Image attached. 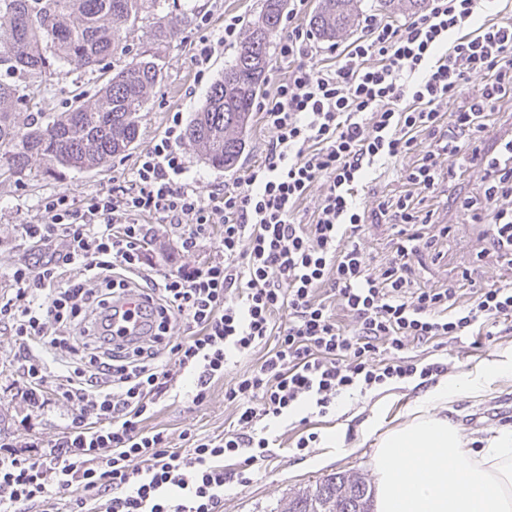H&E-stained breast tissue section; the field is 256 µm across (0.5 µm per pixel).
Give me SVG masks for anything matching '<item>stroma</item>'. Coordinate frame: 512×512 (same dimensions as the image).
Wrapping results in <instances>:
<instances>
[{
  "mask_svg": "<svg viewBox=\"0 0 512 512\" xmlns=\"http://www.w3.org/2000/svg\"><path fill=\"white\" fill-rule=\"evenodd\" d=\"M178 4L193 6L195 14L211 16L209 27L197 23L186 27L181 40L167 41L160 37L152 19H144L128 41L125 57L114 58L109 69L87 71L76 64L55 65L46 76L37 96L35 111L54 115L65 111L74 93L83 91L94 95L110 77L112 70L122 65L124 58L136 57L144 50L156 53L164 67V75L151 90L140 113L141 136L135 146L123 155L112 158L103 166L89 172H77L60 167L47 169L45 161H35L39 174L24 176L0 183V274L6 273L20 260L46 253L43 245L21 248L15 238V227L37 220L42 197L53 192L65 191L75 199L111 186L113 179L130 180L134 177L135 162L141 151L160 138L171 113H182L191 119L203 104L211 84L220 77L224 68L234 59L236 48L228 46L214 57L204 78H197L193 54L200 38L208 30L224 25L225 16H240L243 24L257 20L261 0H177ZM246 151L239 165L231 171L213 168L202 160L196 150L182 145L191 171L199 178L201 192H209L218 184H230L263 155L270 139L269 131L261 118H254L246 135ZM415 161L407 155L383 168L381 175L368 183L362 193V202L369 215L359 245L372 266H384L396 248L397 235L388 217L380 215L377 205L386 199H395L407 193L409 184L404 173ZM479 161L471 157L457 160L447 182L433 196L425 197L423 206L433 213L427 233L435 235V248L423 251L411 260L412 279L415 286L458 289L459 303L472 302L475 292L491 285L512 283V268L498 262L491 246L487 225L472 220L469 211L461 208V201L481 203L485 182ZM13 339L0 330V439L13 442L25 441L31 432L49 437L67 424L71 413L69 406L50 409L38 418L27 415L23 403L13 398L9 388L17 372L9 362ZM512 351V332L498 334L493 340H474L465 335L454 342L448 357V370L458 375H468L483 369L501 354ZM256 356H230L224 376L212 382L208 397L202 404H194L187 393L191 388L189 378H181L175 387V396L161 401L156 414L147 422L148 427L166 430L173 444H180L185 433L199 436L223 434L234 408L224 399V388L240 374L254 368ZM426 391L425 386L405 383L389 390L382 388L367 394L346 395L349 404L346 412H332L319 416L313 407H305L303 415L307 424L291 416L271 422L270 430L280 446L273 455L259 462L253 469L249 483L235 482L224 487V503L221 512H280L284 500L305 490L324 476L337 472H359L372 477L370 459L375 447L373 439L364 438L361 429L364 422L373 419L378 432L405 423L415 400ZM452 418L463 434L464 441L483 439L492 430L512 426V378H499L488 383L482 398L460 394L454 404ZM302 415V416H303ZM318 432L320 437L340 433L341 449L316 446L303 451L296 450L295 442L305 430ZM323 457L320 468H313L311 458Z\"/></svg>",
  "mask_w": 512,
  "mask_h": 512,
  "instance_id": "35a3bbf8",
  "label": "stroma"
}]
</instances>
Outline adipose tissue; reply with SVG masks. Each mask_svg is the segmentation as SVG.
Returning a JSON list of instances; mask_svg holds the SVG:
<instances>
[{
    "mask_svg": "<svg viewBox=\"0 0 512 512\" xmlns=\"http://www.w3.org/2000/svg\"><path fill=\"white\" fill-rule=\"evenodd\" d=\"M512 374V354L475 376H446L416 400L409 421L377 434L372 466L375 512H512V427L465 447L449 414L460 392L481 396L493 379Z\"/></svg>",
    "mask_w": 512,
    "mask_h": 512,
    "instance_id": "1",
    "label": "adipose tissue"
}]
</instances>
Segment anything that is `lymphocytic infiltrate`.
<instances>
[{"label":"lymphocytic infiltrate","mask_w":512,"mask_h":512,"mask_svg":"<svg viewBox=\"0 0 512 512\" xmlns=\"http://www.w3.org/2000/svg\"><path fill=\"white\" fill-rule=\"evenodd\" d=\"M482 0H427L394 20L364 17L357 38L321 56L310 31L289 27L278 53L287 65L255 109L271 132L267 151L232 186L201 194L180 150L173 113L163 137L139 155L135 177L75 200L44 197L41 219L18 238L62 248L13 266L0 287V329L14 343L22 383L16 395L35 413L76 405L57 437L0 443V512H220L224 486L274 445L266 424L302 404L327 415L341 394L429 381L446 364H423L411 345L443 347L464 333L512 325V285L416 288L411 257L434 246L423 235L413 194L380 202L401 241L388 264L371 267L357 237L360 195L382 166L416 155L405 179L442 183L441 158L475 148L496 101L512 97V21H472ZM483 85L467 108L461 87ZM482 215L492 244L512 267V139L486 168ZM324 191L308 221L299 207L313 183ZM168 225L181 251L212 241L199 267L158 271L145 248ZM141 295L152 318L146 336L114 329L117 304ZM258 354L224 390L234 415L223 434L186 436L173 447L146 422L177 377L190 375L203 403L229 355ZM238 469L225 472L224 460Z\"/></svg>","instance_id":"lymphocytic-infiltrate-1"}]
</instances>
